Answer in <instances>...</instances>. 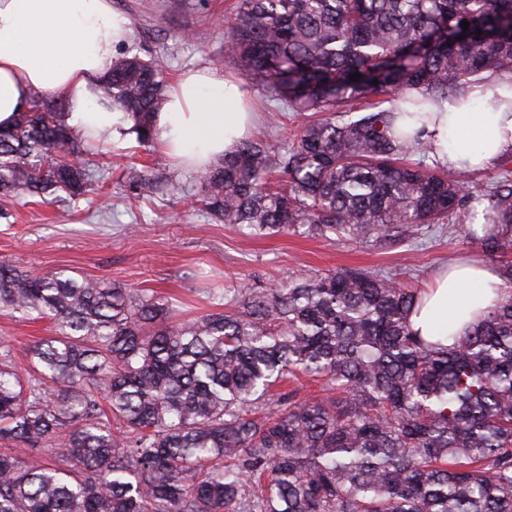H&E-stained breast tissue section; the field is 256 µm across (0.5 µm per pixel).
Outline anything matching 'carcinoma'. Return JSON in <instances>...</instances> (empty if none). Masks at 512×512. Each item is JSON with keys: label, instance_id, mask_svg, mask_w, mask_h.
Returning <instances> with one entry per match:
<instances>
[{"label": "carcinoma", "instance_id": "obj_1", "mask_svg": "<svg viewBox=\"0 0 512 512\" xmlns=\"http://www.w3.org/2000/svg\"><path fill=\"white\" fill-rule=\"evenodd\" d=\"M225 46L302 120L199 170L195 207L246 236L376 248L463 228L504 301L438 350L407 322L422 289L380 271L288 276L183 320L153 290L1 261L0 309L53 327L23 372L0 352V442L18 449L0 512H512V151L479 188L427 164L424 139L428 104L512 89V0H240ZM166 88L135 54L100 92L150 146ZM65 116L37 97L0 129V198L89 192L82 156L107 134ZM165 181L144 169L127 193ZM301 376L325 396L281 391Z\"/></svg>", "mask_w": 512, "mask_h": 512}]
</instances>
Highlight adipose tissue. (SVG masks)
<instances>
[{
  "label": "adipose tissue",
  "instance_id": "1",
  "mask_svg": "<svg viewBox=\"0 0 512 512\" xmlns=\"http://www.w3.org/2000/svg\"><path fill=\"white\" fill-rule=\"evenodd\" d=\"M129 33V18L112 0H0V128L12 126L34 98L54 97L65 102L69 125L125 144L135 120L101 99L98 87ZM155 121L166 155L201 167L235 149L254 115L241 83L207 69L178 77ZM428 130L431 156L444 165L483 166L512 151V112L454 108L435 113ZM504 297L496 268L454 265L437 275L408 322L430 341L442 326L453 336L470 330Z\"/></svg>",
  "mask_w": 512,
  "mask_h": 512
}]
</instances>
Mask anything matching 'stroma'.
<instances>
[{
    "instance_id": "stroma-1",
    "label": "stroma",
    "mask_w": 512,
    "mask_h": 512,
    "mask_svg": "<svg viewBox=\"0 0 512 512\" xmlns=\"http://www.w3.org/2000/svg\"><path fill=\"white\" fill-rule=\"evenodd\" d=\"M238 0H112L126 14L131 30L127 48L154 57L167 81L195 69L238 71L224 52L226 25ZM248 90L259 112L253 138L278 147L292 123L289 112L266 111L260 86ZM84 162L92 187L83 199L67 197L13 200L9 219H0V261L48 272L70 270L75 277L105 278L131 288H149L176 298L196 301L200 290H246L268 287L281 277L306 276L348 267L399 271L410 267L423 284L449 260L464 255L458 233L437 232L414 245L374 248L336 244L291 234L252 238L190 209L198 190L195 172L179 167L161 148L143 150L136 142L118 147L96 146ZM170 174L164 192L126 201L121 184L142 167ZM51 321H19L0 311V341L8 345L17 367L27 368V348L50 335Z\"/></svg>"
}]
</instances>
